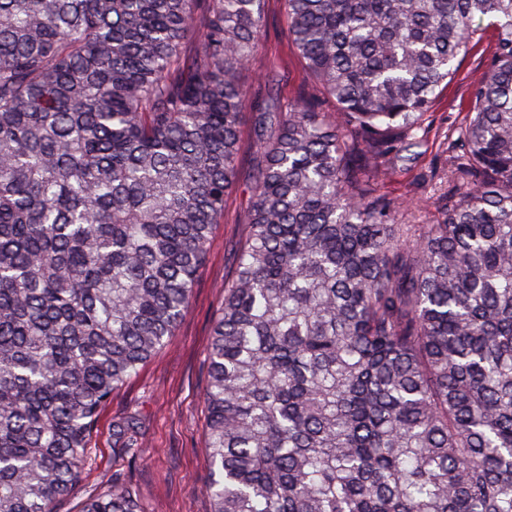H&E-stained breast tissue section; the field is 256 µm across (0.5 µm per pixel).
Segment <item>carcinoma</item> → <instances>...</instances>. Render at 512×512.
Returning <instances> with one entry per match:
<instances>
[{
  "label": "carcinoma",
  "mask_w": 512,
  "mask_h": 512,
  "mask_svg": "<svg viewBox=\"0 0 512 512\" xmlns=\"http://www.w3.org/2000/svg\"><path fill=\"white\" fill-rule=\"evenodd\" d=\"M313 92L243 75L265 0H0V512H53L174 334L259 144L207 353L212 512H512V0H284ZM496 37L400 224L381 173ZM82 512H146L120 466Z\"/></svg>",
  "instance_id": "cac0c4a2"
}]
</instances>
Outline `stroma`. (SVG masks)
I'll use <instances>...</instances> for the list:
<instances>
[{
  "label": "stroma",
  "mask_w": 512,
  "mask_h": 512,
  "mask_svg": "<svg viewBox=\"0 0 512 512\" xmlns=\"http://www.w3.org/2000/svg\"><path fill=\"white\" fill-rule=\"evenodd\" d=\"M265 33V49L250 63L249 76H267V91L284 101L308 94L311 85L288 41L283 0H266ZM494 35V28H486L482 42L462 59L458 77L440 91L418 132L426 141L424 152L379 183L381 192L406 201L401 223L430 224L442 211L450 187L446 135L467 116L469 87L485 71ZM255 165V146L246 133L239 150L243 185L228 198L224 217L213 232L189 312L166 345L136 377L116 389L101 410L82 480L73 494L56 503V512H80L87 499L111 480L112 425L133 411L142 416L144 440L138 458L126 463L124 472L136 497L148 512H212L211 501L197 491L209 478L203 402L206 355L213 318L223 299L224 269L243 232L249 207L246 183Z\"/></svg>",
  "instance_id": "stroma-1"
}]
</instances>
